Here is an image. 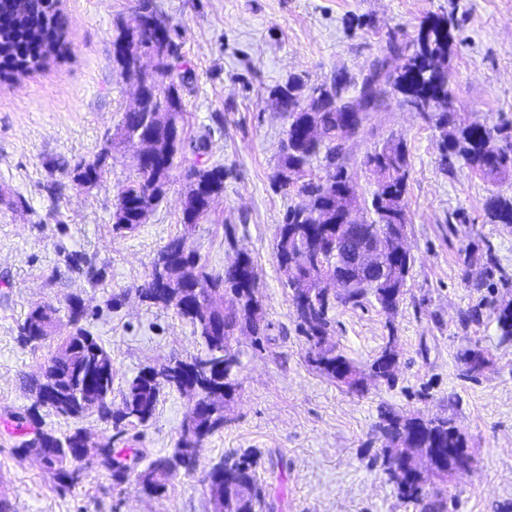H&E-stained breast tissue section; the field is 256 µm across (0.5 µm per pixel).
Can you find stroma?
<instances>
[{
	"mask_svg": "<svg viewBox=\"0 0 512 512\" xmlns=\"http://www.w3.org/2000/svg\"><path fill=\"white\" fill-rule=\"evenodd\" d=\"M169 20L181 68L192 80L184 92L182 136L207 138L204 165L223 166L224 193L208 218L185 229L183 169L144 224L116 232L118 187L134 174L133 150L116 147L102 182L85 190L67 165L90 160L112 135L132 101L114 68L112 37L137 0H63L69 52L44 70L0 83V483L16 512H211L201 474L178 476L165 495L151 497L134 482L115 485L90 468L76 488L60 492L31 462L17 463L20 438L13 413L32 399L24 378L36 373L54 342L18 341L31 306L64 307L69 296L86 306L82 327L111 351L115 387L146 366L186 359L200 350L190 325L172 311L139 300L157 252L182 236L213 272L239 254L254 261L268 342L240 339L242 370L224 413V427L205 442L202 467L247 448L260 453L265 512H412L397 498L372 459L381 446L383 411L445 417L467 438L478 463L472 476L431 479L447 512H512V343L501 342L493 310L512 300V225L488 223L491 195L512 196V176L490 183L462 159L442 167L446 129L478 120L512 129V0H154ZM452 17L456 47L448 58L453 90L449 126L434 114L393 98L369 113L343 152L359 198L376 189L364 158L391 137L410 155L407 238L414 263L395 315L371 299L338 307L332 338L366 366L398 340L394 385L369 383L364 393L338 388L311 369L275 258V237L298 188L273 180L287 120L273 89L288 77L306 87L346 75L355 94L388 37L412 43L423 23ZM494 263H487V255ZM484 269L481 287L468 273ZM480 322H468L471 311ZM483 351L482 372L469 373L465 350ZM190 406L164 391L154 418L114 437L111 423L90 411L79 418L41 409L57 434L81 429L115 447L168 454Z\"/></svg>",
	"mask_w": 512,
	"mask_h": 512,
	"instance_id": "stroma-1",
	"label": "stroma"
}]
</instances>
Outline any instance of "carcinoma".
<instances>
[{
    "mask_svg": "<svg viewBox=\"0 0 512 512\" xmlns=\"http://www.w3.org/2000/svg\"><path fill=\"white\" fill-rule=\"evenodd\" d=\"M5 24L0 26V81H13L45 69L50 62L64 57L69 50L66 22L54 0H0V16ZM163 18L153 0H140L130 20L117 25L115 42L127 38H139L146 44L155 37L161 26L140 30L133 22L139 18ZM454 25L445 17H436L423 25L412 46H400L388 41L383 54L361 77L355 95L346 94V87L335 83L313 88L318 96L329 97L318 112H290L294 128L285 132L277 171L297 166L310 169L316 162L333 163L334 184L322 178L309 179L301 186L307 195L305 207L290 206L283 222L278 225L275 257L282 276V285L288 289L289 302L307 338L309 350H317L320 359L310 366L321 376L339 387L350 388L348 376H355L361 368L333 342L322 345V336L330 331V312L337 306H360L369 297L385 311L399 307L405 292L388 298L392 288L405 287L414 257L406 252L400 258L385 259L389 274L366 284L363 288H343L332 298L322 295L321 282L330 273H338L342 280L357 277L348 267H336V254L327 248H316L311 237L331 238L336 235V225L328 224L321 217L336 216V208L344 197L341 191L349 180L342 153V142L347 139L344 131L343 108L350 103H361L378 110L394 95L405 103L438 100L439 124L449 123L445 111L452 103V90L448 81V56L454 44ZM177 55L166 61L164 76L176 87L178 97L189 76L180 71L175 63ZM304 83L295 77L288 84H279L273 90L276 104L282 97L296 96ZM145 112H126L117 130L140 128L155 136L161 145L159 167L138 171L118 187L112 214L115 230L132 232L140 224L143 205L155 209L163 200L171 182L173 170L186 166L184 196L187 200L182 209V224L191 226L206 218L214 201L224 193V167L215 165L202 170L194 169L195 158L206 153L207 140L201 138L190 144L168 147L166 123L151 127L144 123ZM500 129L484 122L473 121L459 129L458 134L447 136V144L441 148V161L448 165L451 157L461 158L485 179L496 182L512 175V141L496 144L495 134ZM390 164L374 169L377 186L371 200L364 202V209L373 214L367 222L374 233L388 234L392 224L406 226V193L410 174L409 153L402 138H391L382 146ZM102 155L90 161L80 160L70 169L72 180L79 184L92 176L105 174ZM491 224H512V199L492 196L485 205ZM250 277L248 286H242L235 271L222 273L207 270L201 256L186 246L182 236H176L157 253L151 266L149 280L140 288L143 301L171 310L187 321L201 345L196 355L183 359H169L153 368V374L140 371L121 390L119 405L112 404V392L116 377L112 353L80 322L85 315L81 298L71 296L67 302L77 304L72 330L56 337V351L41 366L39 375L25 380L33 403L28 415L15 416L16 427L26 431L27 438L13 449L14 457L23 461L31 453L44 456L46 468L67 476L69 454L76 453L74 439L80 431L57 435L38 427L36 410L46 407L58 415L77 417L84 413L81 394L93 389L99 398L102 418L113 427L124 424L144 425L155 415L163 390H175L193 395L209 407L204 414L187 413L170 454L135 467L126 477L141 480L149 488V495L165 494L179 472L190 475L196 472L199 453L204 442L224 428V407L232 399L235 380L241 369V349H224L225 338L236 333L254 337V344L262 345L269 324L261 305V283L250 257H245ZM295 267L308 277L313 301L307 309H300L295 301L294 283L288 275ZM168 275V287L158 288L153 279ZM47 314L31 309L19 325V341L25 346L37 347L50 339L46 333ZM378 429L392 443L401 438H413L421 448H465L464 435L443 418L439 421L421 416L387 413ZM103 458V468L110 473L118 470L125 461L124 453L107 444L97 449ZM259 456L254 450L245 451L237 460H222L205 471L204 481L223 499L224 512H263L264 496L258 472ZM402 504L413 512H445L444 500L422 490L420 477L413 468L403 469L399 475L387 477Z\"/></svg>",
    "mask_w": 512,
    "mask_h": 512,
    "instance_id": "obj_1",
    "label": "carcinoma"
}]
</instances>
